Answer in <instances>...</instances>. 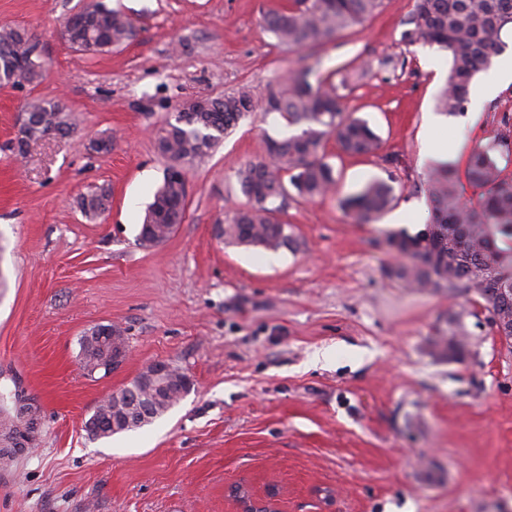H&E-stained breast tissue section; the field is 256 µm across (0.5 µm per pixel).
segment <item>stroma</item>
I'll return each mask as SVG.
<instances>
[{
	"label": "stroma",
	"mask_w": 512,
	"mask_h": 512,
	"mask_svg": "<svg viewBox=\"0 0 512 512\" xmlns=\"http://www.w3.org/2000/svg\"><path fill=\"white\" fill-rule=\"evenodd\" d=\"M84 2L0 0V28L25 27L43 66L37 83L0 86V395L38 418L35 446L0 457V512H236L231 487L269 484L281 512H512V342L476 295L386 275L387 235L428 217L427 138L452 143L448 160L464 169L512 113V84L477 115H439L449 56L401 42L414 0H384L363 25L300 50L262 22L287 0H107L136 35L99 55L60 34ZM312 62L324 78L348 62L368 68L341 103L382 145L348 155L326 141L334 194L277 213L295 247L220 234L248 203L238 168L297 132L261 112L188 168L173 235L138 245L167 166L155 138L182 103L263 92ZM34 98L61 100L77 130L18 158L8 145ZM103 136L102 154L91 144ZM373 178L392 180L400 225L355 224L341 209ZM98 187L109 208L90 220L77 199ZM100 324L122 331L129 356L90 377L79 339ZM454 327L464 355L439 356L433 339ZM154 362L184 371L192 391L149 425L89 437L99 402Z\"/></svg>",
	"instance_id": "stroma-1"
}]
</instances>
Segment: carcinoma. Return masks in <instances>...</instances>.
Segmentation results:
<instances>
[{
    "label": "carcinoma",
    "mask_w": 512,
    "mask_h": 512,
    "mask_svg": "<svg viewBox=\"0 0 512 512\" xmlns=\"http://www.w3.org/2000/svg\"><path fill=\"white\" fill-rule=\"evenodd\" d=\"M383 0H289L263 15L265 28L284 46L301 49L342 30L362 24L379 11ZM401 39L409 45H437L448 51L450 66L438 98L441 112L464 113L474 77L490 66L506 43L503 31L512 26V0H414V9L402 21ZM135 35L132 21L104 0L79 11V20L65 22L62 37L75 49L101 53L129 41ZM37 44L24 29H0V85L34 83L42 77L36 61ZM313 66L304 65L287 80L288 87L256 96L241 87L210 106H188L167 122L156 139L157 151L167 160L163 182L148 204L138 241L156 246L166 241L183 223L187 206V167L208 155L246 112L277 113L296 135L268 139L266 157L237 171V179L249 205L238 210L224 225V237L266 249L293 248L289 225L276 218L277 209L267 203L287 199L288 188L311 201L335 186L332 167L324 158V142L335 136L346 153L365 155L380 149V138L369 122L346 116L338 86L346 87L367 75V69L343 65L336 69L339 85L325 80L311 82ZM28 121L20 129L16 152L33 139L67 136L76 129L75 118L59 100L36 99L27 104ZM512 156V121L504 118L496 134L469 154L464 174L438 162L429 170L425 191L430 204L425 227L411 234L391 233L388 244L402 262L387 275L409 288H446L459 294L474 293L490 304L487 295L500 288L506 296L493 308L512 325V178L502 175L498 158ZM476 193L477 202L463 201L462 183ZM109 191L98 188L77 200L80 211L95 218L107 208ZM395 199L393 185L383 179L366 182L356 193L341 200L355 224L378 220ZM442 355L458 354L464 342L453 332L434 341ZM192 386L188 375L176 367L146 389L137 379L117 395H109L92 414L94 429L88 435L107 438L140 428L162 416ZM0 442L12 448L34 444L21 419L1 423Z\"/></svg>",
    "instance_id": "obj_1"
}]
</instances>
